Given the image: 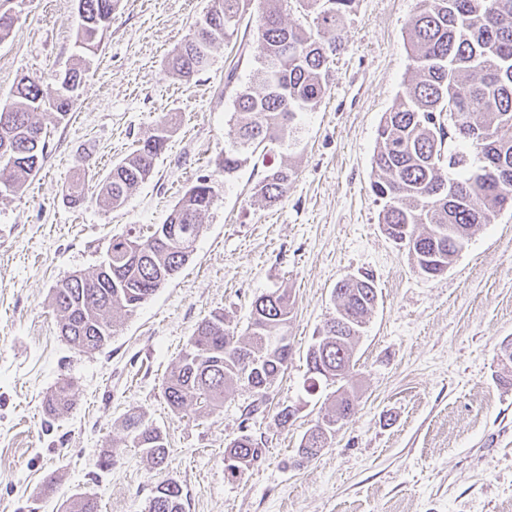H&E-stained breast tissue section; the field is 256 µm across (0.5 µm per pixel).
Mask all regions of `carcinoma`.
<instances>
[{
  "label": "carcinoma",
  "instance_id": "cac0c4a2",
  "mask_svg": "<svg viewBox=\"0 0 512 512\" xmlns=\"http://www.w3.org/2000/svg\"><path fill=\"white\" fill-rule=\"evenodd\" d=\"M77 41L89 52L112 24L118 0H80ZM284 0H260L251 83L236 93L234 112L224 137V156L210 175L195 183L166 221L148 236L135 224L112 236L111 260L89 273L71 275L52 290L61 336L74 349H102L112 338L114 318L133 315L186 263L201 235L202 217L217 199V176L230 175L269 148H288L297 139V116L326 93L329 60L345 45V21L354 0H301L313 14L305 29L285 21ZM204 31L193 30L167 58L168 71L189 81L205 70L211 48L233 36L242 17V0H212ZM413 75L393 107L384 114L372 159L371 190L382 203L378 222L389 239H407L403 247L422 275H443L482 224L512 209V0H417L408 23ZM58 83L23 77L12 102L0 107V196L19 192L44 159V120L61 124L74 101L57 93ZM175 118L154 133L89 191L86 172L66 190L69 204L88 198L121 207L154 170L175 128ZM487 140L479 142L471 132ZM294 171L266 166L255 195L269 205L288 195ZM336 316L322 328V338L307 353V371L332 372L340 383L332 402L303 435L298 463L316 457L335 434L322 432L320 420L355 414V389L349 385L356 364L355 347L377 303L373 276L342 279L333 290ZM293 302L275 290L251 302L242 336L214 313L198 323L184 352L167 376L163 393L177 413L188 408L210 414L224 407L237 387L258 393L288 368L292 349L288 324ZM279 336L282 344L270 337ZM72 383L62 381L47 396L49 414L72 408ZM124 436L114 448L141 449L162 465L168 449L163 432L140 412L122 421ZM262 440L243 433L226 446L231 473L243 472L262 456ZM66 512H99L91 494H76ZM147 512H184L182 488L162 480L155 486Z\"/></svg>",
  "mask_w": 512,
  "mask_h": 512
}]
</instances>
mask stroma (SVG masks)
<instances>
[{"instance_id":"1","label":"stroma","mask_w":512,"mask_h":512,"mask_svg":"<svg viewBox=\"0 0 512 512\" xmlns=\"http://www.w3.org/2000/svg\"><path fill=\"white\" fill-rule=\"evenodd\" d=\"M4 3L15 23L0 41V104L22 76L51 80L78 55L77 0ZM415 3L355 0L327 91L301 112L283 153L295 168L287 198L255 202L260 166L219 179L187 265L114 325L103 350L83 353L59 335L53 288L95 269L126 225L163 223L214 170L235 93L249 83L260 14L259 0H244L242 32L185 82L167 57L211 0H120L69 121L47 127L41 168L0 199V512H63L77 493L95 495L101 512H147L166 479L182 487L185 512H512V363L501 357L512 344V211L480 226L431 279L384 233L370 190L380 121L412 75ZM172 112L180 121L153 176L121 208L66 203L76 170L106 177ZM366 273L378 304L356 346L357 414L330 448L294 466L336 389L308 392L306 354L336 313L337 282ZM278 288L294 302L285 373L262 396L236 388L212 414L172 412L162 384L198 323L220 312L244 333L251 302ZM63 380L75 404L53 419L43 401ZM288 404L295 416L278 425ZM133 410L167 438L161 467L112 447ZM244 432L265 448L233 476L224 449ZM111 451L112 468H99Z\"/></svg>"}]
</instances>
